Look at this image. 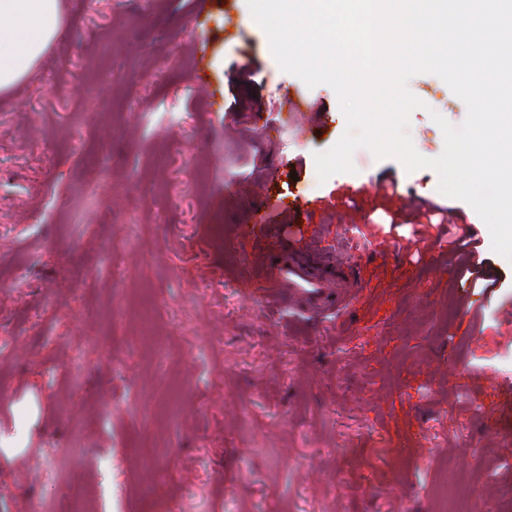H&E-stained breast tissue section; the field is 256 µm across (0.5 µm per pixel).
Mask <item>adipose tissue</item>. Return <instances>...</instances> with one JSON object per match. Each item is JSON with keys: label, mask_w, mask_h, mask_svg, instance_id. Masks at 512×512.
Returning a JSON list of instances; mask_svg holds the SVG:
<instances>
[{"label": "adipose tissue", "mask_w": 512, "mask_h": 512, "mask_svg": "<svg viewBox=\"0 0 512 512\" xmlns=\"http://www.w3.org/2000/svg\"><path fill=\"white\" fill-rule=\"evenodd\" d=\"M63 29L59 0H0V92L20 85Z\"/></svg>", "instance_id": "1"}]
</instances>
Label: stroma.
<instances>
[{
  "instance_id": "35a3bbf8",
  "label": "stroma",
  "mask_w": 512,
  "mask_h": 512,
  "mask_svg": "<svg viewBox=\"0 0 512 512\" xmlns=\"http://www.w3.org/2000/svg\"><path fill=\"white\" fill-rule=\"evenodd\" d=\"M196 2L61 0L63 33L0 93V512H432L464 486L512 512V262L434 170L360 148L319 181L334 90L280 69L247 0ZM409 88L437 157L432 113L466 106L432 74ZM258 185L295 203L263 228ZM448 228L494 288L448 269ZM310 246L357 268L346 311L249 296L322 287L267 264Z\"/></svg>"
}]
</instances>
